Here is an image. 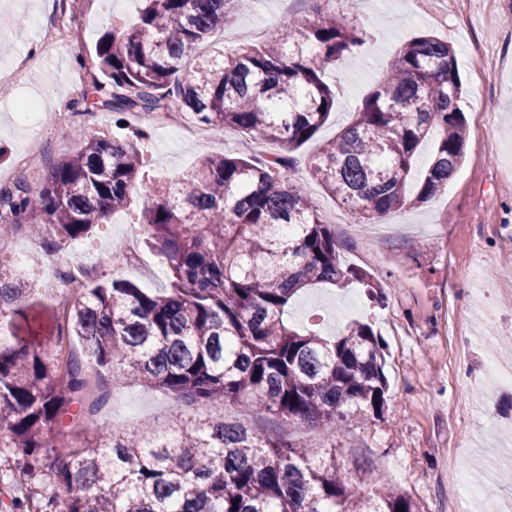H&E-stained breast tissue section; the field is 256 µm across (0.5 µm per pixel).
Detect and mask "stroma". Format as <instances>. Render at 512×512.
I'll return each instance as SVG.
<instances>
[{"label":"stroma","instance_id":"35a3bbf8","mask_svg":"<svg viewBox=\"0 0 512 512\" xmlns=\"http://www.w3.org/2000/svg\"><path fill=\"white\" fill-rule=\"evenodd\" d=\"M324 0H245L233 28L274 26L288 16L314 18ZM65 0H32L31 7L0 5V42L10 65L39 42ZM84 20L57 57L42 58L14 83L0 85V171L20 153L40 156L43 166L75 154L91 133L123 137L128 127L112 122L108 110L86 105L88 88L101 77L95 47L113 18L135 22L140 0H76ZM359 20L372 21L374 35L327 70L338 90L336 112L316 137L296 152L315 156L349 120V113L382 78L387 64L409 39L432 33L455 50L463 76L467 148L448 185L423 207L386 215L372 226L355 222L325 194L307 171L299 188L320 205L340 244L345 265L370 272L386 284L382 303L367 300L358 284L309 289L291 303L289 318L305 325L310 313L323 317L333 334L355 320L372 323L388 345L390 390L383 414L352 422L341 436L352 484L363 492L390 485L409 494L420 512H483L484 486L512 472V388L499 371L512 359L499 357L498 337L512 336V308L497 296L489 271L512 274V0H362ZM49 93L43 126L19 123L14 112L37 89ZM151 165L145 188L128 210L114 213L88 238L64 244L88 259L96 277L109 278L98 261L113 244L139 232L138 220L151 190L169 175L196 168L205 156L248 152L249 142L234 134L209 138L202 146L161 128L147 144ZM502 424L494 435L484 429L483 412ZM208 407L174 405L160 392L125 385L108 398L74 445L92 440L99 425L124 430L144 422L208 414Z\"/></svg>","mask_w":512,"mask_h":512}]
</instances>
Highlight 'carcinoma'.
Instances as JSON below:
<instances>
[{
	"mask_svg": "<svg viewBox=\"0 0 512 512\" xmlns=\"http://www.w3.org/2000/svg\"><path fill=\"white\" fill-rule=\"evenodd\" d=\"M240 0H143L137 22H112L96 48L104 80L94 104L120 116L180 112L216 136L231 129L276 146L268 159L232 151L206 157L155 189L142 212V244L158 253L167 285L113 278L72 300L57 339L76 336L85 360L43 343L28 317L31 269L124 208L145 176L150 131L97 132L53 164L40 191L0 189V208L33 238L30 271L0 256V447L24 458L16 512H418L407 494H364L341 472L336 441L354 419L383 413L385 346L372 325L336 336L296 328L301 291L356 281L336 235L296 185L294 152L336 109L325 71L371 34L331 11L284 19L260 45L193 54L228 24ZM463 84L455 53L432 34L410 39L352 121L325 142L308 172L359 224L420 207L465 158ZM435 151L415 190L419 146ZM162 391L181 406L239 405L243 420L206 417L117 433L103 425L80 448L63 439L106 401L89 400L88 372ZM265 414L326 435L327 447L259 433Z\"/></svg>",
	"mask_w": 512,
	"mask_h": 512,
	"instance_id": "carcinoma-1",
	"label": "carcinoma"
}]
</instances>
